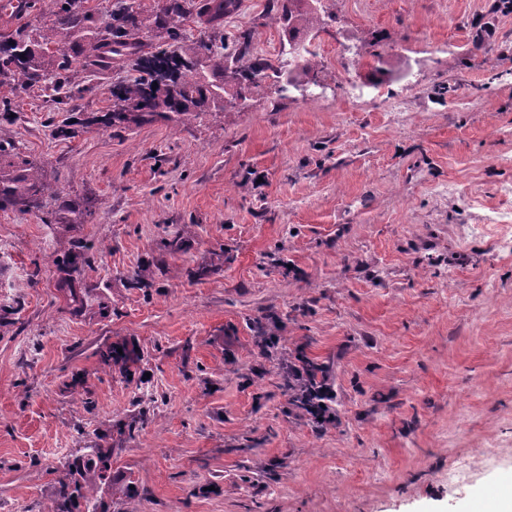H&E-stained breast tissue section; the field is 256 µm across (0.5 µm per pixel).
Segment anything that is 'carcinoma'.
Here are the masks:
<instances>
[{
    "label": "carcinoma",
    "mask_w": 512,
    "mask_h": 512,
    "mask_svg": "<svg viewBox=\"0 0 512 512\" xmlns=\"http://www.w3.org/2000/svg\"><path fill=\"white\" fill-rule=\"evenodd\" d=\"M320 0H280V20L294 44L298 35L313 31ZM239 0H112L101 19L85 0H51L47 20L34 33L24 25L0 32V120H12V96L35 87L49 89L65 112L91 90L82 72L122 63L127 76L112 85L108 126H141L158 121L184 122L207 108L225 109L224 98L245 101L266 77L271 65L250 57L252 35L240 33L231 43L215 42L211 31ZM189 20L202 26L197 38L183 29ZM165 32L159 46L142 39L147 25ZM14 144L0 138V210L27 213L43 207L54 195L41 166L12 159ZM61 224H77L83 213L76 204L56 211ZM76 498L87 508L81 483H61L49 512H67Z\"/></svg>",
    "instance_id": "obj_1"
}]
</instances>
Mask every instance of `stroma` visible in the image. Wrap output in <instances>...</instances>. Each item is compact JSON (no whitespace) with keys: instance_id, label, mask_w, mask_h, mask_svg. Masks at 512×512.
<instances>
[{"instance_id":"1","label":"stroma","mask_w":512,"mask_h":512,"mask_svg":"<svg viewBox=\"0 0 512 512\" xmlns=\"http://www.w3.org/2000/svg\"><path fill=\"white\" fill-rule=\"evenodd\" d=\"M319 15L312 103L270 76L241 108L112 128L116 65L67 116L14 98L0 135L55 194L0 211V512H50L78 479L99 512L512 497V0ZM244 30L288 48L273 0H240L223 33ZM65 201L82 223H56ZM302 358L336 394L323 431Z\"/></svg>"}]
</instances>
